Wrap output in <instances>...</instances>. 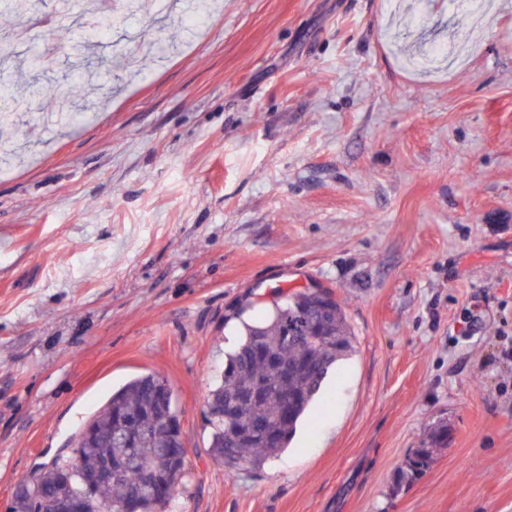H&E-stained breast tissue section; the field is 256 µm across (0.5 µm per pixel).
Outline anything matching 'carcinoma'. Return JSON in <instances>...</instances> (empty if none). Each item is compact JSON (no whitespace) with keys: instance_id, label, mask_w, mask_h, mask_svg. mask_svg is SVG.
Segmentation results:
<instances>
[{"instance_id":"1","label":"carcinoma","mask_w":512,"mask_h":512,"mask_svg":"<svg viewBox=\"0 0 512 512\" xmlns=\"http://www.w3.org/2000/svg\"><path fill=\"white\" fill-rule=\"evenodd\" d=\"M112 24L99 28H78L68 33L71 48L81 49L106 39ZM111 65L100 61L94 70L79 73L70 85V95H81L85 84L106 76ZM243 339L228 354L220 379L210 389L206 401L211 426L210 458L224 466L227 474L256 469L274 454L288 447L298 424L316 400L323 382L336 363L354 350V334L338 304L327 303L307 291L286 297L275 305L272 317L243 324ZM161 377L142 374L112 392L87 421L98 440L86 443L83 432L74 438L82 463L76 473H66V461L38 474L30 486L18 489L10 512H58L55 503L76 496L95 485L86 512H110L111 505L131 503L133 512H162L160 506L172 502L185 474L184 460L177 451L175 437L160 438L154 433L152 409L158 398L154 385ZM254 396L246 404L233 400ZM132 435L138 447L124 448L116 438ZM448 445V426L433 428L423 447L416 449L401 467L402 475L414 478L430 467L435 453ZM126 464L123 474L110 483L95 482L101 461ZM165 481L156 494L131 500V490L144 481L141 464Z\"/></svg>"}]
</instances>
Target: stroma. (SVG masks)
Masks as SVG:
<instances>
[{"label":"stroma","instance_id":"obj_1","mask_svg":"<svg viewBox=\"0 0 512 512\" xmlns=\"http://www.w3.org/2000/svg\"><path fill=\"white\" fill-rule=\"evenodd\" d=\"M167 2L116 17L80 126L54 18L103 20L101 0L0 13L46 58L0 129V512L147 372L186 448L168 512H512V0L464 24L448 0H194L191 31ZM311 285L355 349L285 452L226 475L205 399L238 318ZM441 423L447 448L400 481Z\"/></svg>","mask_w":512,"mask_h":512}]
</instances>
